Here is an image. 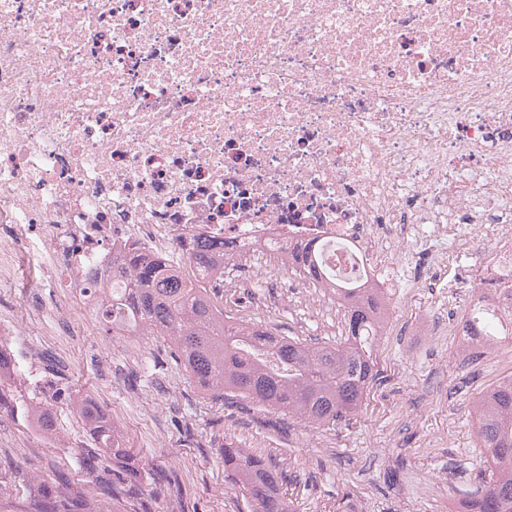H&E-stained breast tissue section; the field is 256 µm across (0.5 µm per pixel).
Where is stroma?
I'll return each mask as SVG.
<instances>
[{
  "instance_id": "obj_1",
  "label": "stroma",
  "mask_w": 512,
  "mask_h": 512,
  "mask_svg": "<svg viewBox=\"0 0 512 512\" xmlns=\"http://www.w3.org/2000/svg\"><path fill=\"white\" fill-rule=\"evenodd\" d=\"M63 300L39 288H16L0 297V313L29 320L34 307ZM283 335L343 341V325L300 321L293 308L274 318L251 317ZM126 337L106 334L86 317L66 336L29 337L17 364L0 372V388L29 406H51L56 427L43 437L19 416L0 412V512H23L29 481L57 483L82 495L91 512H139V500L99 497L79 464L88 450L78 402L94 400L135 450L139 479L156 497L158 512H247L245 499L224 472L225 442L232 441L278 462L282 491L293 512H345L363 499L367 512H450L452 502L489 481L477 430L480 393L512 375V362L493 354L469 356L455 343H428L420 336L384 339L381 375L355 419L333 430H309L287 416L242 401H222L199 392L171 344L144 341L141 354L127 353ZM54 362L68 392L57 401L44 374ZM166 472L172 485L156 484Z\"/></svg>"
}]
</instances>
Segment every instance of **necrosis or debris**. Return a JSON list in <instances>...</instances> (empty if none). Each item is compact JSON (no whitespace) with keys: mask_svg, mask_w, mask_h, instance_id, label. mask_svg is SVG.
<instances>
[{"mask_svg":"<svg viewBox=\"0 0 512 512\" xmlns=\"http://www.w3.org/2000/svg\"><path fill=\"white\" fill-rule=\"evenodd\" d=\"M193 241L243 322L290 276L512 324V0H0V288L69 321ZM64 300L59 296H49L41 288H13L0 298V313L12 316L17 321H30L35 306L51 310L61 306ZM404 290V294L402 296V305H401V324L407 322L408 317L410 316L411 312H417L418 314H424L426 313L435 303L437 302V296L436 294H433V292L426 293L424 295H420L416 298H408L406 297V289L407 288H401ZM400 324V325H401Z\"/></svg>","mask_w":512,"mask_h":512,"instance_id":"obj_1","label":"necrosis or debris"}]
</instances>
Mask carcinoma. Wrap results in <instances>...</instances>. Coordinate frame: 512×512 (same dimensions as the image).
Returning a JSON list of instances; mask_svg holds the SVG:
<instances>
[{"instance_id":"carcinoma-1","label":"carcinoma","mask_w":512,"mask_h":512,"mask_svg":"<svg viewBox=\"0 0 512 512\" xmlns=\"http://www.w3.org/2000/svg\"><path fill=\"white\" fill-rule=\"evenodd\" d=\"M198 279L183 275L167 255L142 260L129 244L119 252L112 274L129 270L124 286L96 317L105 331L129 336L149 329L174 344L191 381L215 397L247 399L295 418L309 427H334L356 418L367 392L379 376L380 337L372 323V300L352 291L337 299L346 309L344 341L302 342L272 327L244 328L224 319L218 293L201 287L211 269V256L197 247L191 253ZM471 336H512L487 318L479 327L465 321ZM477 434L493 466L492 482L476 491L480 512H512V477L500 475L512 465V381L494 387L491 402L478 400ZM94 448L81 461L107 498L140 495L136 472L112 476L109 455L128 457L132 449L106 415L86 400L77 408ZM224 471L247 499L249 512H292L280 490L281 472L272 460L251 454L234 443L224 445ZM36 512H81L76 500H59L43 485L30 484Z\"/></svg>"}]
</instances>
